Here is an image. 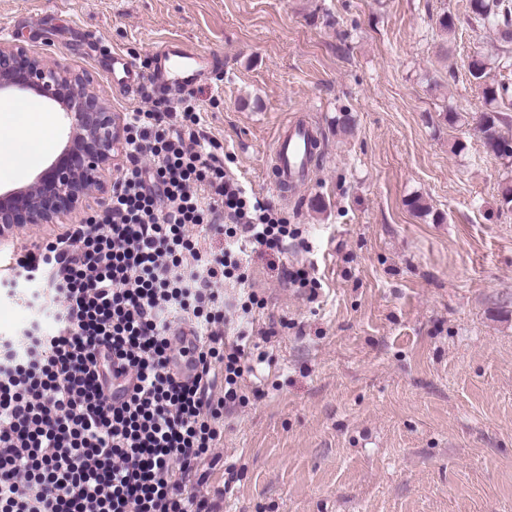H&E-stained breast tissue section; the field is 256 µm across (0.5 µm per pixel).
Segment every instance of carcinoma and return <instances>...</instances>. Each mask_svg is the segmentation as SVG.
I'll return each instance as SVG.
<instances>
[{
  "instance_id": "cac0c4a2",
  "label": "carcinoma",
  "mask_w": 512,
  "mask_h": 512,
  "mask_svg": "<svg viewBox=\"0 0 512 512\" xmlns=\"http://www.w3.org/2000/svg\"><path fill=\"white\" fill-rule=\"evenodd\" d=\"M469 12L489 26L499 43L497 68L512 73V0H469ZM489 62L474 56L469 63L471 76L482 87L487 109L479 116L477 126L483 134V144L496 157L512 160V136L502 133L506 121L500 105L512 102V82L488 80Z\"/></svg>"
}]
</instances>
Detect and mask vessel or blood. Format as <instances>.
I'll use <instances>...</instances> for the list:
<instances>
[{"label":"vessel or blood","mask_w":512,"mask_h":512,"mask_svg":"<svg viewBox=\"0 0 512 512\" xmlns=\"http://www.w3.org/2000/svg\"><path fill=\"white\" fill-rule=\"evenodd\" d=\"M161 62L153 73L142 72L131 60L112 58V79L123 91L136 92L145 83L164 91L190 90L201 76L210 58L206 53L181 40L165 43L159 51ZM319 137L317 127L297 122L284 127L273 147L271 187L280 197L305 184L311 174V158Z\"/></svg>","instance_id":"vessel-or-blood-1"}]
</instances>
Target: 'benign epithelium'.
Segmentation results:
<instances>
[{
	"label": "benign epithelium",
	"instance_id": "1",
	"mask_svg": "<svg viewBox=\"0 0 512 512\" xmlns=\"http://www.w3.org/2000/svg\"><path fill=\"white\" fill-rule=\"evenodd\" d=\"M33 93L57 104L66 140L57 158L30 183L0 193V237L55 224L104 192L119 172L124 121L94 80L46 53L0 43V92Z\"/></svg>",
	"mask_w": 512,
	"mask_h": 512
}]
</instances>
